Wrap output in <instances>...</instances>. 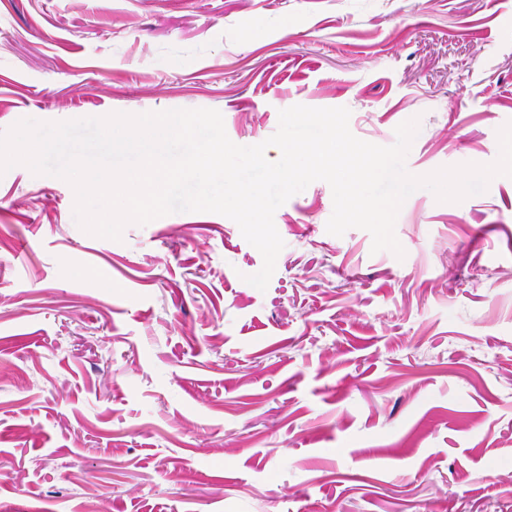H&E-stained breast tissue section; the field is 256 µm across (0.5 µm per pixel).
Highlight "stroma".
Returning a JSON list of instances; mask_svg holds the SVG:
<instances>
[{"instance_id": "1", "label": "stroma", "mask_w": 512, "mask_h": 512, "mask_svg": "<svg viewBox=\"0 0 512 512\" xmlns=\"http://www.w3.org/2000/svg\"><path fill=\"white\" fill-rule=\"evenodd\" d=\"M420 129L406 168L487 164L512 120V0H0V132L214 109ZM66 181L0 177V512H512V178L417 190L395 234L331 235L316 181L238 225L85 233Z\"/></svg>"}]
</instances>
